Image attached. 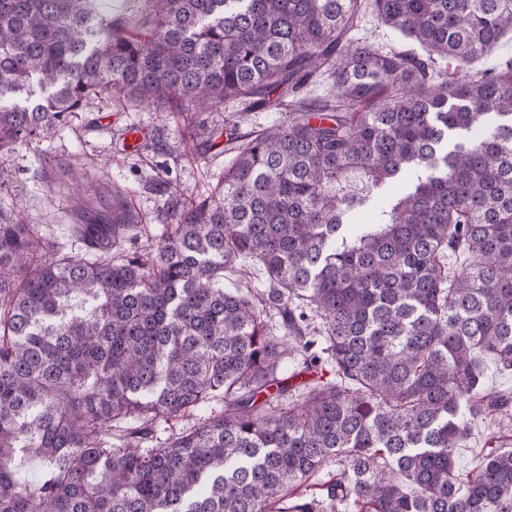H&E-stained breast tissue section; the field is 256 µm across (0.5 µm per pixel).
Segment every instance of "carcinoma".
<instances>
[{
  "label": "carcinoma",
  "mask_w": 512,
  "mask_h": 512,
  "mask_svg": "<svg viewBox=\"0 0 512 512\" xmlns=\"http://www.w3.org/2000/svg\"><path fill=\"white\" fill-rule=\"evenodd\" d=\"M147 2L142 33L109 0H0V155L112 91L179 113L190 150L229 100L286 120L230 139L218 191L171 193L140 250L119 188L75 190L82 254L0 223V512H512V450L455 464L512 404L482 383L512 369V59L471 68L512 0ZM369 13L420 51L352 39ZM242 258L268 287L224 288Z\"/></svg>",
  "instance_id": "cac0c4a2"
}]
</instances>
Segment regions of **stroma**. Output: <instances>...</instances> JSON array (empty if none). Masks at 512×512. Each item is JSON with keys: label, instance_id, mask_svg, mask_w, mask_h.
Masks as SVG:
<instances>
[{"label": "stroma", "instance_id": "1", "mask_svg": "<svg viewBox=\"0 0 512 512\" xmlns=\"http://www.w3.org/2000/svg\"><path fill=\"white\" fill-rule=\"evenodd\" d=\"M284 119L280 112H245L238 105H225L205 115L212 146L189 152L178 114L156 105L129 107L120 95H105L71 114L52 139L18 146L0 157L12 172L10 181L0 184V213L24 212L37 220L43 237L63 252L76 253L81 245L66 217L73 182L88 186L102 200L110 199L118 187L139 216L143 240H151L163 230L158 215L168 201L167 193L158 189L159 180L186 196L212 194L233 157L229 133L244 134ZM128 126L148 134L143 146L131 153L120 143V133ZM511 448L512 421L493 415L471 425L465 447L456 451L457 466L464 474L490 452Z\"/></svg>", "mask_w": 512, "mask_h": 512}]
</instances>
